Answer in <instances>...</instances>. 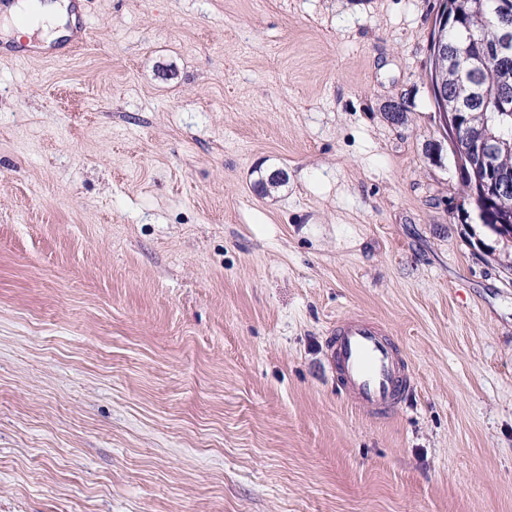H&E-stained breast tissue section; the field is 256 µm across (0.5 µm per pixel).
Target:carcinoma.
<instances>
[{"label": "carcinoma", "mask_w": 512, "mask_h": 512, "mask_svg": "<svg viewBox=\"0 0 512 512\" xmlns=\"http://www.w3.org/2000/svg\"><path fill=\"white\" fill-rule=\"evenodd\" d=\"M459 14L448 20L445 54H430V73H439L448 105L462 116L468 136L469 161L460 166L463 190L477 198L485 167L478 150L491 139H512V0H481V11L470 0H456ZM494 170L512 180V147L499 148L488 160ZM491 206L483 224L500 236L512 237V226H498L512 214V191H489Z\"/></svg>", "instance_id": "cac0c4a2"}]
</instances>
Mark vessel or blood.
<instances>
[{"label": "vessel or blood", "mask_w": 512, "mask_h": 512, "mask_svg": "<svg viewBox=\"0 0 512 512\" xmlns=\"http://www.w3.org/2000/svg\"><path fill=\"white\" fill-rule=\"evenodd\" d=\"M336 376L345 397L372 410H390L411 394L409 363L372 318L359 315L336 326L332 346Z\"/></svg>", "instance_id": "1"}]
</instances>
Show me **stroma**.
<instances>
[{"label": "stroma", "mask_w": 512, "mask_h": 512, "mask_svg": "<svg viewBox=\"0 0 512 512\" xmlns=\"http://www.w3.org/2000/svg\"><path fill=\"white\" fill-rule=\"evenodd\" d=\"M439 7L87 0L75 53L0 59V512H512V240ZM356 313L414 373L386 416L328 359Z\"/></svg>", "instance_id": "obj_1"}]
</instances>
